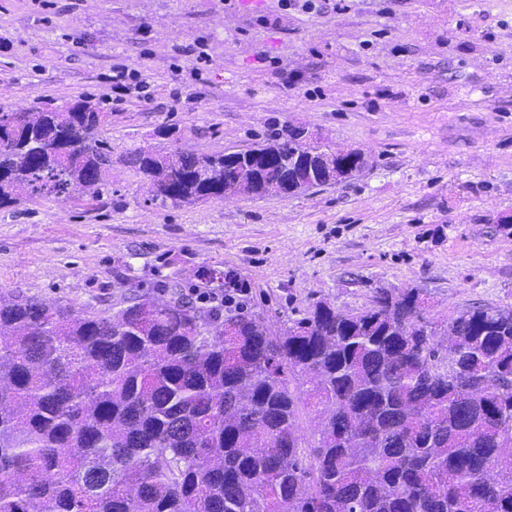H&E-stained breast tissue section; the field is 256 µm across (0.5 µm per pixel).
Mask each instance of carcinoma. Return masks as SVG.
Instances as JSON below:
<instances>
[{"label": "carcinoma", "mask_w": 512, "mask_h": 512, "mask_svg": "<svg viewBox=\"0 0 512 512\" xmlns=\"http://www.w3.org/2000/svg\"><path fill=\"white\" fill-rule=\"evenodd\" d=\"M84 99L0 108V207L100 193L112 150ZM303 126L232 152L136 149L163 208L336 183ZM133 296L93 313L0 300V512H512V307L440 322L422 292L325 301L274 333L248 313ZM445 337L440 345L437 337ZM320 420L307 440L300 407Z\"/></svg>", "instance_id": "cac0c4a2"}]
</instances>
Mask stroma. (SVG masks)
Here are the masks:
<instances>
[{
	"mask_svg": "<svg viewBox=\"0 0 512 512\" xmlns=\"http://www.w3.org/2000/svg\"><path fill=\"white\" fill-rule=\"evenodd\" d=\"M141 88L113 91V67ZM81 96L112 170L0 208V297L115 307L209 272L271 330L323 300L418 288L431 317L512 307V0H0V107ZM305 125L359 150L290 198L146 205L134 149L216 153Z\"/></svg>",
	"mask_w": 512,
	"mask_h": 512,
	"instance_id": "1",
	"label": "stroma"
}]
</instances>
